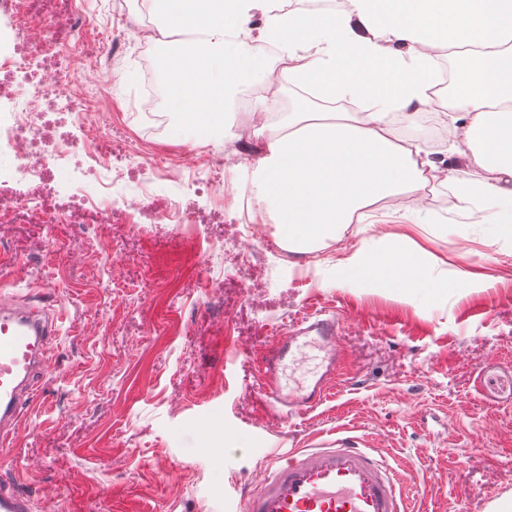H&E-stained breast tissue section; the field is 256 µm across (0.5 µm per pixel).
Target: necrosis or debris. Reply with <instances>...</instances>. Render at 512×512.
Listing matches in <instances>:
<instances>
[{
    "instance_id": "4bbe7bcc",
    "label": "necrosis or debris",
    "mask_w": 512,
    "mask_h": 512,
    "mask_svg": "<svg viewBox=\"0 0 512 512\" xmlns=\"http://www.w3.org/2000/svg\"><path fill=\"white\" fill-rule=\"evenodd\" d=\"M153 33L148 19L122 13L103 26L76 0H0V223L169 224L182 231L228 220L239 227L235 264L248 278H266L273 259L288 253L273 243L257 247L271 219L235 187L230 170L235 158L262 154L251 130L263 113H240V136L225 152L191 149L179 169L142 155L110 127L84 132L81 79L107 73L131 46L150 47ZM68 67L75 74L60 84L57 74ZM168 182L180 193H160ZM199 198L206 208L196 207Z\"/></svg>"
}]
</instances>
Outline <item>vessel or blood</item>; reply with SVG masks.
Segmentation results:
<instances>
[{
  "label": "vessel or blood",
  "instance_id": "1",
  "mask_svg": "<svg viewBox=\"0 0 512 512\" xmlns=\"http://www.w3.org/2000/svg\"><path fill=\"white\" fill-rule=\"evenodd\" d=\"M57 313L20 308L0 295V461L13 458L15 428L35 401L45 353L59 329ZM339 316L320 312L281 334L261 363V407L281 419L319 406L341 368ZM241 512H409L398 472L361 438L344 436L289 451L268 466ZM0 512H37L34 499L0 483Z\"/></svg>",
  "mask_w": 512,
  "mask_h": 512
}]
</instances>
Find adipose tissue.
Segmentation results:
<instances>
[{
  "label": "adipose tissue",
  "mask_w": 512,
  "mask_h": 512,
  "mask_svg": "<svg viewBox=\"0 0 512 512\" xmlns=\"http://www.w3.org/2000/svg\"><path fill=\"white\" fill-rule=\"evenodd\" d=\"M149 9L188 35L157 69L168 109L208 139L223 137L231 91L255 87L257 74L309 90L269 127L255 170L290 244L342 240L378 201L404 191L425 199L443 182L449 207L512 239V0H337L285 14L275 0H149ZM448 53L443 95L435 67ZM427 114L448 127L447 157L401 132ZM456 159L490 169L492 181L458 177ZM369 254L359 247L339 265L408 294L435 291L433 257L400 237H388L378 263Z\"/></svg>",
  "instance_id": "adipose-tissue-1"
}]
</instances>
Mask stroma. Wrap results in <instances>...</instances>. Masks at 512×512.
Returning <instances> with one entry per match:
<instances>
[{"label":"stroma","mask_w":512,"mask_h":512,"mask_svg":"<svg viewBox=\"0 0 512 512\" xmlns=\"http://www.w3.org/2000/svg\"><path fill=\"white\" fill-rule=\"evenodd\" d=\"M142 84L129 54L89 131L109 122L143 154L185 163L200 139L179 118L174 136H146ZM370 222L436 257L438 297L341 275L345 248L362 243L352 228L297 254L311 279L277 268L244 292L223 250L198 247L202 236L233 239V224L192 238L167 224L0 223V287L49 292L60 315L17 463L0 466V481L47 512H236V486H258L278 453L349 434L401 472L415 512L512 503V242L449 211L444 190L419 210L406 194L383 200ZM325 310L340 314L346 375L314 411L264 414L260 356ZM429 410L438 418L421 426Z\"/></svg>","instance_id":"35a3bbf8"}]
</instances>
